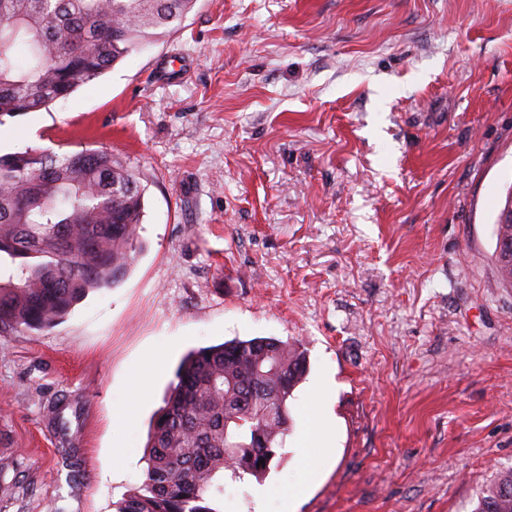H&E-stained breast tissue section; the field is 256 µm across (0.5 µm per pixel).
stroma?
I'll use <instances>...</instances> for the list:
<instances>
[{
  "mask_svg": "<svg viewBox=\"0 0 512 512\" xmlns=\"http://www.w3.org/2000/svg\"><path fill=\"white\" fill-rule=\"evenodd\" d=\"M1 127L145 194L119 283L0 337V512H114L184 356L257 336L307 372L223 512H283L302 471L293 512H472L512 467V0H197ZM511 223L512 222V189L511 195L509 197V201L505 206L504 213L501 216L498 214L496 219V240L498 241V254L499 255H512V239H501V237H511L512 238V224H501V223Z\"/></svg>",
  "mask_w": 512,
  "mask_h": 512,
  "instance_id": "1",
  "label": "stroma"
}]
</instances>
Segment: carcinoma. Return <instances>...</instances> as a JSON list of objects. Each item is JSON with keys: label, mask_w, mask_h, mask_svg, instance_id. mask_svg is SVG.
<instances>
[{"label": "carcinoma", "mask_w": 512, "mask_h": 512, "mask_svg": "<svg viewBox=\"0 0 512 512\" xmlns=\"http://www.w3.org/2000/svg\"><path fill=\"white\" fill-rule=\"evenodd\" d=\"M196 0H0V125L66 99L181 27ZM145 189L106 149L0 156V336L56 326L125 275ZM304 352L275 338L189 353L147 439L141 485L115 512H221L224 472L263 478L288 431ZM264 463H259V460ZM473 512H512V468Z\"/></svg>", "instance_id": "1"}]
</instances>
